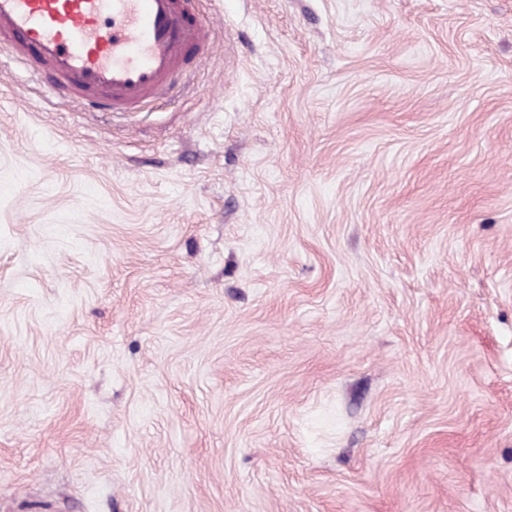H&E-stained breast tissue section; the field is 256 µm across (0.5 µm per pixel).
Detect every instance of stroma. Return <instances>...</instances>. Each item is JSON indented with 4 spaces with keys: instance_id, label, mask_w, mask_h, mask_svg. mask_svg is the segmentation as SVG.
Here are the masks:
<instances>
[{
    "instance_id": "stroma-1",
    "label": "stroma",
    "mask_w": 512,
    "mask_h": 512,
    "mask_svg": "<svg viewBox=\"0 0 512 512\" xmlns=\"http://www.w3.org/2000/svg\"><path fill=\"white\" fill-rule=\"evenodd\" d=\"M186 92L0 52V512H512V0H204Z\"/></svg>"
}]
</instances>
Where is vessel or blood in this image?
<instances>
[{"mask_svg": "<svg viewBox=\"0 0 512 512\" xmlns=\"http://www.w3.org/2000/svg\"><path fill=\"white\" fill-rule=\"evenodd\" d=\"M81 112H134L209 48L194 0H0V45Z\"/></svg>", "mask_w": 512, "mask_h": 512, "instance_id": "obj_1", "label": "vessel or blood"}]
</instances>
